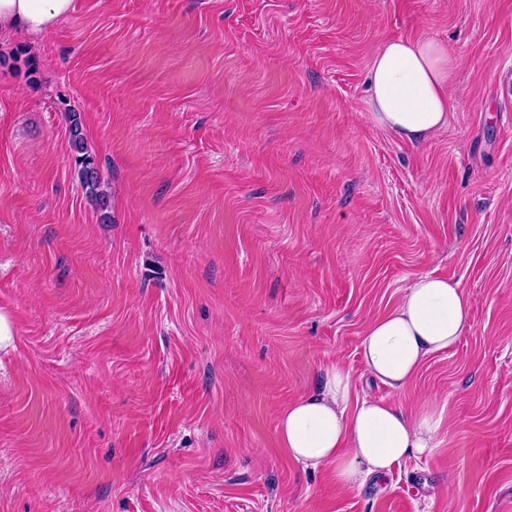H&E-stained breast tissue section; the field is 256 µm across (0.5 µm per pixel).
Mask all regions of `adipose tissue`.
<instances>
[{"mask_svg":"<svg viewBox=\"0 0 512 512\" xmlns=\"http://www.w3.org/2000/svg\"><path fill=\"white\" fill-rule=\"evenodd\" d=\"M73 10L74 0H0V33L20 27L41 35ZM455 70L440 43L386 40L370 72L368 108L375 124L413 144L429 141L448 124ZM469 321L459 282L433 273L418 276L392 310L368 325L361 359L374 380L401 393L428 357L457 345ZM442 423V411L432 404L409 414L382 398L351 401L350 375L332 363L281 413L277 442L304 467L330 466L337 487L348 490L405 457L434 453Z\"/></svg>","mask_w":512,"mask_h":512,"instance_id":"1","label":"adipose tissue"}]
</instances>
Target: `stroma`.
Returning a JSON list of instances; mask_svg holds the SVG:
<instances>
[{"mask_svg":"<svg viewBox=\"0 0 512 512\" xmlns=\"http://www.w3.org/2000/svg\"><path fill=\"white\" fill-rule=\"evenodd\" d=\"M413 36L457 64L421 145L367 106ZM509 71L512 0H75L1 34L0 512H512ZM428 273L470 324L395 396L360 341ZM333 362L352 399L444 407L435 453L351 490L288 459ZM69 119V147L75 154L76 164L79 166L78 175L81 185L86 192L88 200L100 211L108 210L110 206V194L105 182L101 178L100 170L94 158L89 154L80 114L76 111H68Z\"/></svg>","mask_w":512,"mask_h":512,"instance_id":"stroma-1","label":"stroma"}]
</instances>
